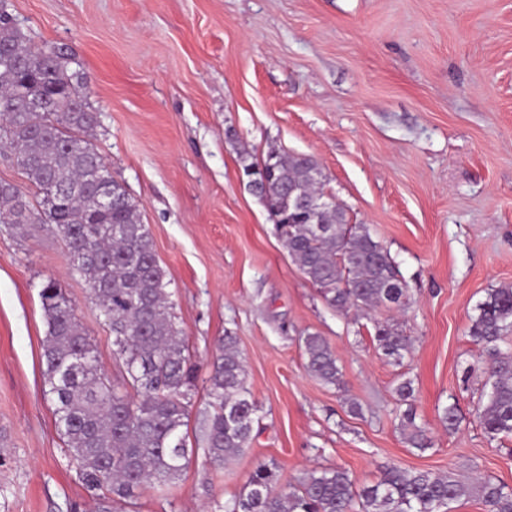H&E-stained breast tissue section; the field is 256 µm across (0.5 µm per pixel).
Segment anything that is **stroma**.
I'll list each match as a JSON object with an SVG mask.
<instances>
[{
  "label": "stroma",
  "instance_id": "obj_1",
  "mask_svg": "<svg viewBox=\"0 0 512 512\" xmlns=\"http://www.w3.org/2000/svg\"><path fill=\"white\" fill-rule=\"evenodd\" d=\"M30 44L66 48L98 112L92 142L139 205L174 312L200 366L195 453L134 512H224L258 463L278 488L325 467L356 486L385 466L512 487V440L488 441L484 377L467 332L488 291L512 285V0H7ZM312 156L352 224L367 225L408 305L369 319L330 309L247 187L242 154ZM55 280L113 373L112 333L63 237L0 224V512H96L44 394L39 291ZM409 336L381 358L373 322ZM324 336L343 389L305 369L299 338ZM237 338L260 406L255 438L216 468L200 447L218 340ZM411 379L432 448L409 447L396 385ZM358 413H351V404ZM461 423L448 430L443 407Z\"/></svg>",
  "mask_w": 512,
  "mask_h": 512
}]
</instances>
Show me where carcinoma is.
Listing matches in <instances>:
<instances>
[{"instance_id":"cac0c4a2","label":"carcinoma","mask_w":512,"mask_h":512,"mask_svg":"<svg viewBox=\"0 0 512 512\" xmlns=\"http://www.w3.org/2000/svg\"><path fill=\"white\" fill-rule=\"evenodd\" d=\"M60 48L24 44L8 13L0 14V151L10 154L35 188V199L11 183H0V224H45L67 242L74 274L114 337L113 360L122 384L102 371L96 347L78 321L71 301L50 279L39 296L46 322L44 385L69 455L99 512L131 503L146 487L165 490L190 463L187 426L199 365L175 322L166 290V271L147 225L126 187L111 183L112 206L95 208L93 191L110 176L104 158L87 139L99 123L74 83ZM305 155L269 151L244 171L264 168L275 179L259 189L275 232L307 281L341 314L377 308L402 309L407 288L395 261L365 224H348L333 208L326 223L299 215L277 221L288 209V186L324 193L311 183ZM480 356L462 371L466 382L481 372L489 390L477 419L491 441L512 437V287L487 293L468 330ZM306 369L322 384L343 387L342 373L327 340L301 338ZM376 349L399 362L409 337L387 323H374ZM406 408L396 417L412 448L432 442L413 404L406 379L396 387ZM204 454L222 465L250 447L259 405L248 387L237 338L225 336L206 388ZM475 498L484 512H512V488L490 478L463 479L453 472L389 467L375 483L359 489L341 467L313 471L288 490H276V470L261 463L246 490L224 512H441L451 503Z\"/></svg>"}]
</instances>
